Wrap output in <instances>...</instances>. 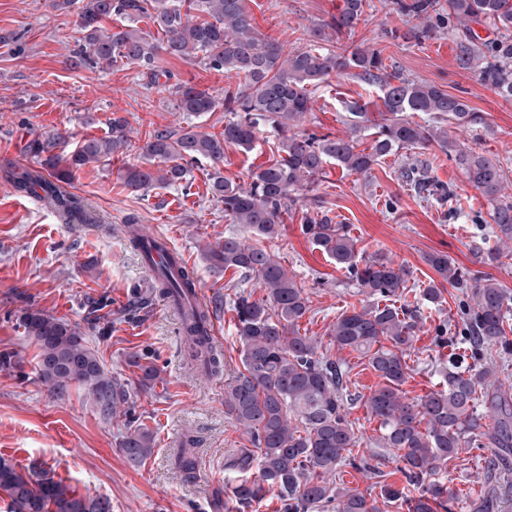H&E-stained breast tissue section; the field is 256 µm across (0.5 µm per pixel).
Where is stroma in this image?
Returning a JSON list of instances; mask_svg holds the SVG:
<instances>
[{
  "label": "stroma",
  "mask_w": 512,
  "mask_h": 512,
  "mask_svg": "<svg viewBox=\"0 0 512 512\" xmlns=\"http://www.w3.org/2000/svg\"><path fill=\"white\" fill-rule=\"evenodd\" d=\"M342 5L343 0L247 3L258 32L275 38L288 52L304 46L306 31ZM393 29L401 34L407 29L395 0H367L354 34L341 35L340 41L384 50L409 78L465 97L484 112L487 125H449V138L462 147L497 155L512 174V98L501 97L459 68L448 30L419 44L391 39ZM78 37L76 9L52 8L50 0H0V166L9 162L20 169L34 167L25 145L42 133H67L59 152L68 154L82 137L106 136L115 117L128 120L133 144L111 165L83 168L71 182L70 192L85 201L95 218L91 224L60 223L44 203L15 191L0 177V355L12 353L23 361L20 369L0 370V455L22 468L44 463L55 479L78 493L108 498L112 512H222L229 477L224 462L249 445L245 429L224 411V380L242 368L232 300L239 291L256 300L264 293L240 272L213 267L199 243L233 235L252 245L258 237L225 218L223 203L210 191L208 162L192 165L188 188L159 186L146 193L126 189L120 171L126 165H143L139 148L153 130H176L192 122L206 133L223 131V109L196 118L177 110L173 84L196 86L220 100L238 81L202 63L167 56L160 61L172 75L166 87L149 85L137 67L77 68L71 66L70 56ZM380 95L378 87L349 72L333 74L313 91L311 110L297 130L344 136L346 102L366 104L375 115L383 108ZM278 145L276 134L262 131L252 148L225 146L222 175L248 185L257 168L278 159ZM413 155L429 163L432 177L454 189L463 217L447 219L440 205L417 197L398 178L404 155L392 154L380 158L366 177L327 165L312 189L299 192L283 216L278 236L268 242L308 298L309 310L299 322L301 333L318 340L321 354L349 372L352 399L346 411L357 440L354 452L372 458L380 470L373 478L346 463L338 467L336 480L374 495L381 484L406 483L402 462L380 447L378 422L361 401L380 379L367 358L337 348L328 336L342 311L365 305L367 298L344 270L304 237L300 226L307 214L327 211L334 223L348 225L361 253L369 256L379 250L410 268L405 291L393 299L398 306H420L425 317L407 358L412 371L403 389L409 398L438 388L443 382L440 370L455 352L462 354L465 368L500 364L499 380L512 389V360L501 362L496 348L473 358L466 355L460 314L467 295L447 288L438 307L423 304L420 296L435 275L426 261L434 253L448 255L469 275L492 276L512 290V266L481 259L491 227L474 224L471 218L488 216L489 204L438 147L417 149ZM131 214L185 257L207 300H220L212 323L223 345L221 375H203L185 361L178 321L163 297L152 291V274L127 245L123 226ZM29 307L81 325L87 315H94L95 325L86 338L107 370L128 381L131 418L101 419L76 389L62 399L48 392L39 378L36 348L20 325ZM443 323L449 327L446 344L436 335ZM134 354L151 357L161 371L150 390L140 388L137 373L126 363ZM132 422L155 436L151 455L136 466L129 465L119 449ZM186 447L193 448L197 460L190 481L176 466ZM490 458L489 448L473 441L447 469L437 472V479L455 492L452 512H472L476 499L491 494L501 500L499 512H512V457L492 471L487 468Z\"/></svg>",
  "instance_id": "obj_1"
}]
</instances>
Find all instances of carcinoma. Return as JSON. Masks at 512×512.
<instances>
[{"instance_id":"obj_1","label":"carcinoma","mask_w":512,"mask_h":512,"mask_svg":"<svg viewBox=\"0 0 512 512\" xmlns=\"http://www.w3.org/2000/svg\"><path fill=\"white\" fill-rule=\"evenodd\" d=\"M398 11L411 23L403 38L422 42L437 28L448 24L457 33V61L485 86L504 98L512 97V0H396ZM366 0H344L330 19L309 31L307 45L288 54L281 44L263 37L254 26L246 0H58L59 9L77 7L82 31L74 52L75 65L113 68L117 63L136 65L149 83L170 79L159 69L157 58L195 61L239 80L235 90L224 91V131L209 134L189 124L174 137L155 130L139 147L157 168L131 166L124 185L133 192L156 186L188 182L190 165L205 160L211 164V193L224 203V216L233 224H244L263 239L277 233L283 213L296 201L304 183L314 180L330 161L342 169L368 175L378 159L402 149L427 148L433 144L448 154L467 181L478 189L490 206L495 245L482 260L507 266L512 260V194L500 159L457 145L448 137L445 122L467 127L486 124L484 113L462 96L436 85L411 80L394 64H385L379 49L363 44L338 51L328 47L336 36L352 33L364 12ZM112 16L127 25L108 30L102 20ZM149 20L160 39L141 31L135 23ZM488 31L481 37L475 26ZM338 70H352L368 85L380 88L384 112L381 121L370 118L365 106H349V134H297L292 129L310 111L311 91ZM176 108L191 116L215 111L218 101L205 91L180 84ZM428 120L419 123L413 114ZM283 134L280 159L258 169L252 182L242 187L224 178V145L252 147L263 125ZM374 129L371 150L362 148V132ZM63 135L49 133L31 139L28 153L37 169H4L15 189L37 194L64 224H89L92 216L82 199L64 191L75 172L111 161L131 147L127 121L114 117L104 137L83 138L69 157L56 153ZM398 179L421 198L449 203L447 217L462 213L454 191L429 176L426 162L414 159L399 169ZM302 233L315 248L334 260L356 282L360 292L373 300L361 308L342 313L331 326L330 342L368 357V364L382 379L363 397L370 415L378 420L383 448L400 453L407 484H384L380 496H366L333 481L337 468L347 460L355 437L344 404L345 371L333 360L318 354V341L299 331V321L308 312V298L263 244L245 245L227 235L203 253L216 267L237 269L256 280L266 294L256 301L240 293L233 301L236 330L242 344L243 370L224 380V409L250 435L253 449L227 457L224 468L235 475L228 491L239 512L273 491L279 494L283 512H387L400 504L407 512H435L448 508L454 492L442 481L425 483L438 469L456 460L464 445L477 436L486 437L501 455L512 452V397L489 381L492 371L460 370L448 363L447 384L419 399L406 396V355L419 329L414 310L387 303L404 287L411 274L380 251L369 257L358 253L357 239L346 224H334L322 211L305 218ZM429 264L441 278L430 280L422 291L432 305L442 303L443 284L471 290L474 305L463 310L465 335L471 348L497 346L512 354V294L492 277L467 278L462 268L447 256L433 254ZM170 258L169 268L155 273V288L163 295L191 293L192 277ZM385 305H380V302ZM210 308L181 324L184 356L191 363L208 359L212 373L221 371L223 355L207 342L205 326ZM24 333L37 346L39 376L57 398L77 387L86 393L98 414L112 419L128 413V382L113 375L87 345L78 325L38 309L20 316ZM129 366L141 371V386L150 389L159 369L143 357L133 355ZM484 397L487 415L477 412ZM492 423L487 424L484 419ZM151 432L136 427L120 443L126 459L137 464L152 453ZM185 480L194 478L196 461L182 453L176 460ZM0 495L9 499L10 512H110L101 497L80 495L55 480L41 464L20 469L0 456Z\"/></svg>"}]
</instances>
